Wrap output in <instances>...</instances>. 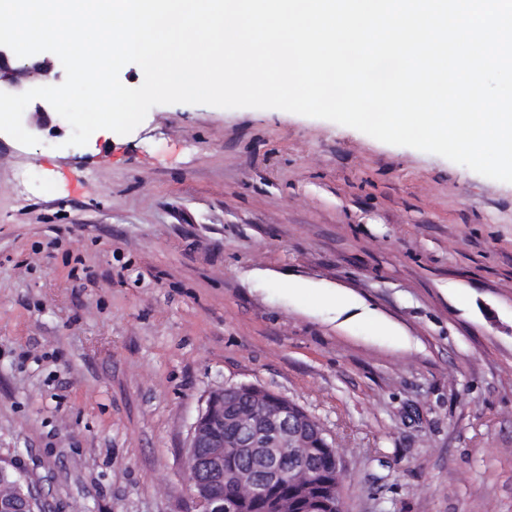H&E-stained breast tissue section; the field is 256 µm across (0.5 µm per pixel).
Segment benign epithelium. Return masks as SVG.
<instances>
[{
  "instance_id": "obj_1",
  "label": "benign epithelium",
  "mask_w": 512,
  "mask_h": 512,
  "mask_svg": "<svg viewBox=\"0 0 512 512\" xmlns=\"http://www.w3.org/2000/svg\"><path fill=\"white\" fill-rule=\"evenodd\" d=\"M48 56L19 58L0 46V91L19 94L42 86L55 73ZM30 133L39 137L51 126L53 107L43 99L32 101ZM240 397L247 407L225 405ZM330 448L321 423L290 399L255 384H239L211 392L195 421L188 446L190 490L196 512H248L252 497L224 492V484L261 486V512H285L282 488L300 490L320 482L321 472L298 448ZM233 448L238 465L224 467V449ZM41 500L23 475L7 473L0 465V512H34ZM307 512H342L336 496L309 500Z\"/></svg>"
}]
</instances>
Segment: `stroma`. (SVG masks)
<instances>
[{
  "label": "stroma",
  "instance_id": "35a3bbf8",
  "mask_svg": "<svg viewBox=\"0 0 512 512\" xmlns=\"http://www.w3.org/2000/svg\"><path fill=\"white\" fill-rule=\"evenodd\" d=\"M52 121L0 133V464L48 512H195L243 383L321 422L343 512H512V183L278 109Z\"/></svg>",
  "mask_w": 512,
  "mask_h": 512
}]
</instances>
